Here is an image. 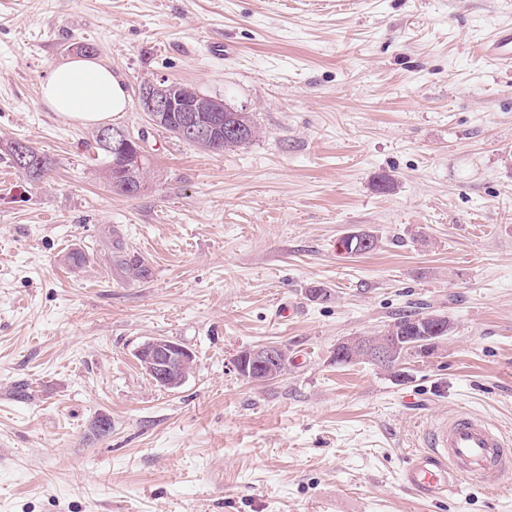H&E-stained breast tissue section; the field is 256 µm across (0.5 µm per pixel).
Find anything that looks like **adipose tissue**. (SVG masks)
<instances>
[{"label": "adipose tissue", "mask_w": 512, "mask_h": 512, "mask_svg": "<svg viewBox=\"0 0 512 512\" xmlns=\"http://www.w3.org/2000/svg\"><path fill=\"white\" fill-rule=\"evenodd\" d=\"M40 96L50 110L84 126L110 122L128 103L125 86L111 67L84 56L51 67L40 85Z\"/></svg>", "instance_id": "1"}]
</instances>
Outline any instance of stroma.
I'll return each instance as SVG.
<instances>
[{"mask_svg": "<svg viewBox=\"0 0 512 512\" xmlns=\"http://www.w3.org/2000/svg\"><path fill=\"white\" fill-rule=\"evenodd\" d=\"M509 26L512 0H0V512H512V478L440 502L400 480L453 414L512 433V64L481 51ZM82 44L130 94L113 125L146 134L137 195L40 100ZM159 80L252 113L256 138L215 156L148 125L134 92ZM111 228L149 279L113 278ZM359 230L376 249L344 254ZM431 309L452 329L407 382L335 362ZM157 336L194 357L178 390L137 363ZM267 343L287 372L243 379ZM23 148L28 158L27 167L22 171L15 157L18 155V149ZM9 155L11 164L18 172L29 177L32 181L37 182L44 178L49 171L50 163L48 159L33 149L30 145L22 141H14L9 146ZM16 166V167H15ZM288 350L279 344H265L244 351L236 361V369L239 374L246 372V377L267 382L276 374L282 375L290 365ZM266 370V371H265ZM244 379L246 377L242 376ZM266 377L265 380H262ZM247 378L248 381H253Z\"/></svg>", "mask_w": 512, "mask_h": 512, "instance_id": "stroma-1", "label": "stroma"}]
</instances>
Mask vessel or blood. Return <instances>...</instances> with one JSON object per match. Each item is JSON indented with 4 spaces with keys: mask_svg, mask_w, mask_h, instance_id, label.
<instances>
[{
    "mask_svg": "<svg viewBox=\"0 0 512 512\" xmlns=\"http://www.w3.org/2000/svg\"><path fill=\"white\" fill-rule=\"evenodd\" d=\"M485 53L511 64L512 29L501 31ZM401 476L405 487L433 501L446 498L464 480L495 488L512 476V436L478 414H455L430 432L425 449L409 459Z\"/></svg>",
    "mask_w": 512,
    "mask_h": 512,
    "instance_id": "b4317fda",
    "label": "vessel or blood"
}]
</instances>
